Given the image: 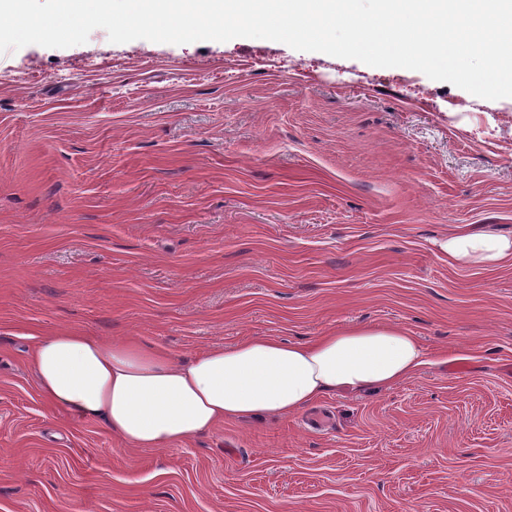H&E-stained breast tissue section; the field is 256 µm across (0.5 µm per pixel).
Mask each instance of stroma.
Wrapping results in <instances>:
<instances>
[{
  "label": "stroma",
  "instance_id": "stroma-1",
  "mask_svg": "<svg viewBox=\"0 0 512 512\" xmlns=\"http://www.w3.org/2000/svg\"><path fill=\"white\" fill-rule=\"evenodd\" d=\"M512 98L251 38L0 53V512H512ZM360 323L384 391L133 448L38 391L36 337L186 362ZM443 249L448 252V260L461 268H497L512 263V237L493 232L448 234Z\"/></svg>",
  "mask_w": 512,
  "mask_h": 512
}]
</instances>
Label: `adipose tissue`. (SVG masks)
<instances>
[{
  "instance_id": "obj_1",
  "label": "adipose tissue",
  "mask_w": 512,
  "mask_h": 512,
  "mask_svg": "<svg viewBox=\"0 0 512 512\" xmlns=\"http://www.w3.org/2000/svg\"><path fill=\"white\" fill-rule=\"evenodd\" d=\"M444 248L461 268L512 263V237L493 232L452 233ZM32 359L49 403L127 445L161 449L227 421L298 412L330 392L394 387L427 351L412 332L366 323L304 343L253 336L186 363L157 346L61 330L38 337Z\"/></svg>"
}]
</instances>
